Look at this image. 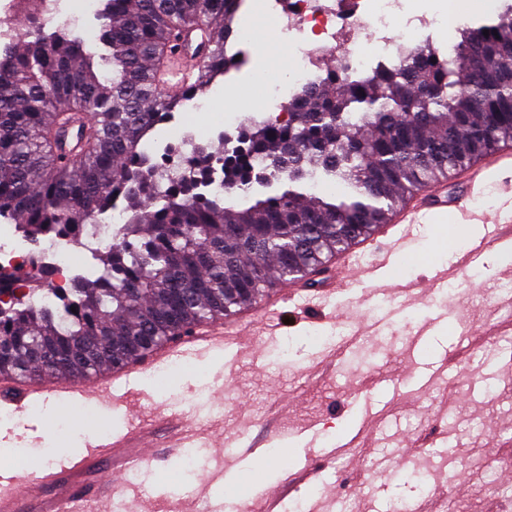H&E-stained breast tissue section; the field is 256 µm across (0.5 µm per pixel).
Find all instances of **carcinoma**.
<instances>
[{
  "label": "carcinoma",
  "mask_w": 512,
  "mask_h": 512,
  "mask_svg": "<svg viewBox=\"0 0 512 512\" xmlns=\"http://www.w3.org/2000/svg\"><path fill=\"white\" fill-rule=\"evenodd\" d=\"M239 0H104L98 57L66 27H27L24 49L0 61V222L28 234L78 239L88 216L125 202L121 240L40 306L0 316V377L37 370L74 381L145 357L173 331L219 321L288 281H317L325 264L390 223L406 196L512 141V72L488 69L471 84L474 54L512 50V5L461 29L448 56L432 44L350 85L311 87L281 125L254 124L239 145H201L168 174L143 137L236 67ZM201 28L198 80L163 94L147 64ZM489 35H483V31ZM80 126L76 162L61 132ZM322 170L346 184L323 198ZM288 181L244 209L209 185L249 193L251 177Z\"/></svg>",
  "instance_id": "1"
}]
</instances>
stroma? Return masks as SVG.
Segmentation results:
<instances>
[{
    "label": "stroma",
    "instance_id": "obj_1",
    "mask_svg": "<svg viewBox=\"0 0 512 512\" xmlns=\"http://www.w3.org/2000/svg\"><path fill=\"white\" fill-rule=\"evenodd\" d=\"M283 46L280 35L257 20L248 64L216 79L209 95L223 101L229 86L267 106L263 87L251 76L260 66L285 67ZM488 231L485 224L457 226L443 214L415 225L409 255L389 266L387 277L424 282L429 265L452 267L457 253ZM278 293L276 306L264 297L252 305L261 317L279 320L276 336H264L253 325L233 346L194 359L189 371L162 386L141 379L113 382L117 405L34 400L19 412L0 401V468L18 469L21 451L40 457L50 449L79 452L87 433L124 430L132 413L159 439L151 451L149 485L132 512H198L195 487L202 468L184 483L169 479L177 454L173 431L159 412L178 401L209 435L200 450L202 467L219 456L233 463L243 439L264 441L260 455L244 460L242 479L215 490L228 503L246 500L253 512H264L267 487L284 482L304 463L312 473L284 498V506L313 499L330 512H392L397 506L409 512H512V498L500 493L512 481V261L489 249L467 275L410 297L373 296L355 282L321 310L287 298L286 288ZM452 299L464 307L472 340L459 363L448 367L444 353L456 319L438 323L434 316ZM353 308L368 320L393 308L398 314L379 334L346 351L342 312ZM427 319L432 327L420 347L410 350L413 328ZM437 369L443 378L420 391V375ZM389 379L400 380L399 396L388 395ZM357 393L370 394L385 416L371 419L355 447L322 467L324 449L335 447L359 418L350 403ZM272 431L279 438L269 445L265 439ZM414 441L421 447L401 468L374 469L375 460ZM415 470L423 475L418 488L409 483Z\"/></svg>",
    "mask_w": 512,
    "mask_h": 512
}]
</instances>
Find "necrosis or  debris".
I'll list each match as a JSON object with an SVG mask.
<instances>
[{"label":"necrosis or debris","mask_w":512,"mask_h":512,"mask_svg":"<svg viewBox=\"0 0 512 512\" xmlns=\"http://www.w3.org/2000/svg\"><path fill=\"white\" fill-rule=\"evenodd\" d=\"M86 0H0V50L23 38L14 26L19 14L35 16L46 27L78 24L87 12ZM264 16L288 39L293 68L287 86L276 87L273 103L251 115L252 121L285 122L292 103L313 85L336 77L338 82L371 73L400 60L434 35L458 29L457 0H448L447 13L434 9L429 0H243L236 21L237 43L252 42V21ZM333 60L334 71L324 63ZM125 222L123 208L109 219L90 218L82 226L80 244L58 236L24 237L16 225H0V273L18 275L27 288L28 303L40 305L66 290L85 254L109 247L119 238Z\"/></svg>","instance_id":"1"}]
</instances>
